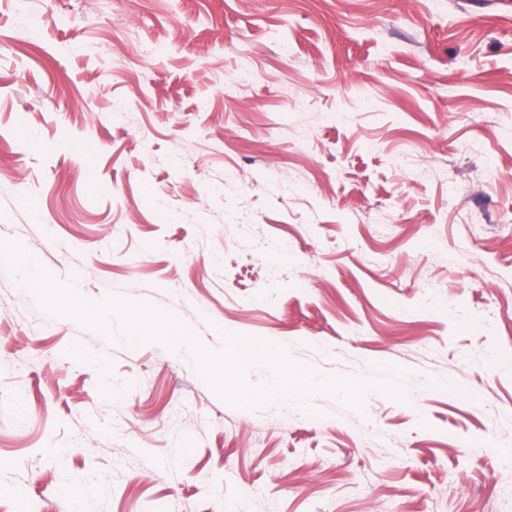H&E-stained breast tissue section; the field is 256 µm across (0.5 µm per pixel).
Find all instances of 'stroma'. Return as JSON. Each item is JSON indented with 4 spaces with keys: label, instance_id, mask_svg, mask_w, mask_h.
I'll return each instance as SVG.
<instances>
[{
    "label": "stroma",
    "instance_id": "1",
    "mask_svg": "<svg viewBox=\"0 0 512 512\" xmlns=\"http://www.w3.org/2000/svg\"><path fill=\"white\" fill-rule=\"evenodd\" d=\"M0 238L210 350L419 382L236 407L0 267V512H512V10L0 0Z\"/></svg>",
    "mask_w": 512,
    "mask_h": 512
}]
</instances>
